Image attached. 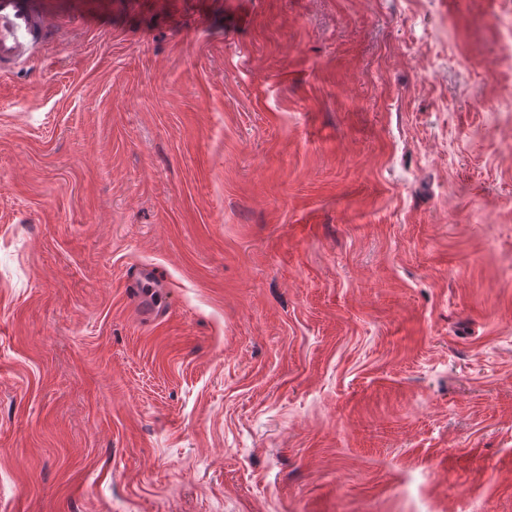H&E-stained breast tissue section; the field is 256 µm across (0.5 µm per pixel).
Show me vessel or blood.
Masks as SVG:
<instances>
[{
  "label": "vessel or blood",
  "instance_id": "vessel-or-blood-1",
  "mask_svg": "<svg viewBox=\"0 0 512 512\" xmlns=\"http://www.w3.org/2000/svg\"><path fill=\"white\" fill-rule=\"evenodd\" d=\"M48 33V14L38 0H0V73L32 57Z\"/></svg>",
  "mask_w": 512,
  "mask_h": 512
}]
</instances>
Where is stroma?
Masks as SVG:
<instances>
[{
  "instance_id": "1",
  "label": "stroma",
  "mask_w": 512,
  "mask_h": 512,
  "mask_svg": "<svg viewBox=\"0 0 512 512\" xmlns=\"http://www.w3.org/2000/svg\"><path fill=\"white\" fill-rule=\"evenodd\" d=\"M46 2L0 512H512V0ZM160 281V277L157 273L146 269L135 272L130 277L129 288L135 289L134 292H132L133 300L140 307L141 312L145 318H153L158 314L159 311H161V309L158 307H144L140 301V289L138 288H144L147 284L156 285Z\"/></svg>"
}]
</instances>
